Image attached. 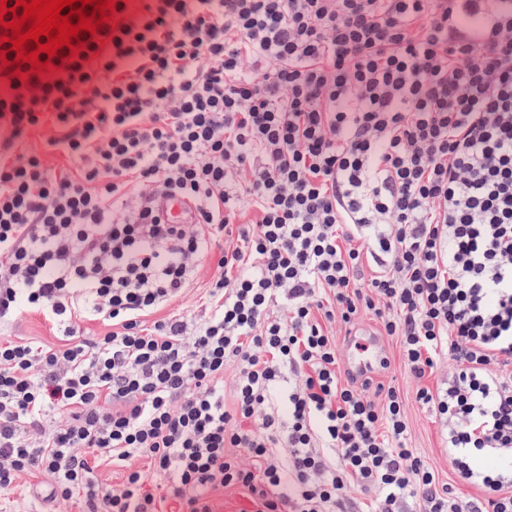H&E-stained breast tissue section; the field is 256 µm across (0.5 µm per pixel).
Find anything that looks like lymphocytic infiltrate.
I'll return each instance as SVG.
<instances>
[{
    "mask_svg": "<svg viewBox=\"0 0 512 512\" xmlns=\"http://www.w3.org/2000/svg\"><path fill=\"white\" fill-rule=\"evenodd\" d=\"M115 8L47 74L0 69V322L61 336L0 339V490L37 473L81 512H216L237 484L257 512H349L356 492L512 512V0ZM161 195L195 223H164ZM205 256L208 316L144 327ZM367 314L415 377L452 361L414 401L487 506L410 448L399 389L340 374L327 326ZM84 318L109 332L82 338ZM58 331L41 315L31 312H19L17 316L0 323V338L10 337L16 341H40L58 343Z\"/></svg>",
    "mask_w": 512,
    "mask_h": 512,
    "instance_id": "1",
    "label": "lymphocytic infiltrate"
}]
</instances>
